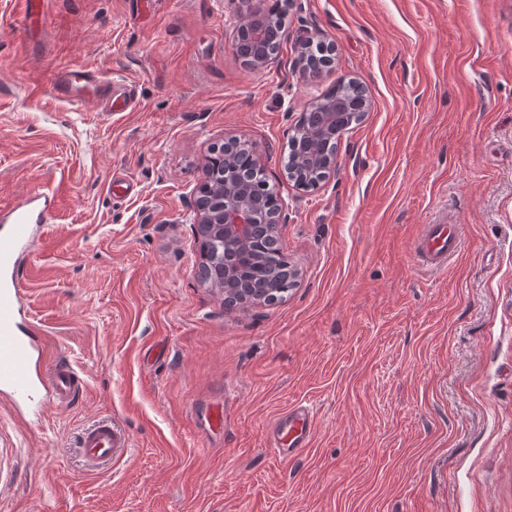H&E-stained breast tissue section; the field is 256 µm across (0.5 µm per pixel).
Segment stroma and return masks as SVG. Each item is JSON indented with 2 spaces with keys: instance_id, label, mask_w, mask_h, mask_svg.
I'll list each match as a JSON object with an SVG mask.
<instances>
[{
  "instance_id": "1",
  "label": "stroma",
  "mask_w": 512,
  "mask_h": 512,
  "mask_svg": "<svg viewBox=\"0 0 512 512\" xmlns=\"http://www.w3.org/2000/svg\"><path fill=\"white\" fill-rule=\"evenodd\" d=\"M236 0H0V206H55L20 260L21 303L73 401L0 400V512H512V0H288L266 69L231 48ZM304 36L334 45L311 82ZM130 88L132 110L52 92L60 67ZM367 90L316 187L288 131L337 78ZM258 150L300 271L228 310L197 277L188 201L224 137ZM459 225L446 269L415 256ZM314 413L293 458L271 424ZM223 426H216V413ZM110 422L130 449L78 447ZM462 246L460 227L456 224H426L415 245L416 256L434 269L443 268ZM80 444L87 462L102 467L110 464L115 456L128 447V439L114 425L102 422L88 428Z\"/></svg>"
}]
</instances>
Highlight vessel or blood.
Returning a JSON list of instances; mask_svg holds the SVG:
<instances>
[{"label":"vessel or blood","instance_id":"vessel-or-blood-1","mask_svg":"<svg viewBox=\"0 0 512 512\" xmlns=\"http://www.w3.org/2000/svg\"><path fill=\"white\" fill-rule=\"evenodd\" d=\"M54 91L76 101L97 97L110 112L118 99L111 84L99 81L93 71L85 69L57 70ZM51 204L50 197L36 195L19 206L0 210V398L17 409L52 401L68 402L80 393V379L70 365L60 361L45 366L44 352L36 341L39 328L21 322L19 259L32 239L35 224L41 223L43 212ZM461 246L459 225L427 224L416 241L415 254L423 264L440 269ZM311 433L310 415L295 408L273 427V445L291 457L308 446ZM127 446L126 435L109 423L96 424L81 437L83 454L96 467L110 464Z\"/></svg>","mask_w":512,"mask_h":512}]
</instances>
